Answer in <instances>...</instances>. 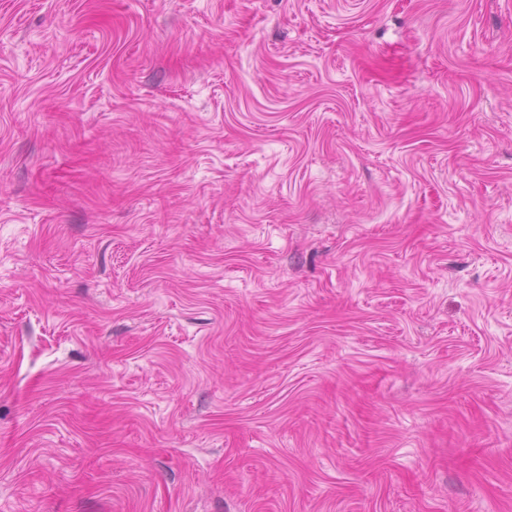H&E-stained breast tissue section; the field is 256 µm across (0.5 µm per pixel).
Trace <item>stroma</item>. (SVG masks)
I'll return each instance as SVG.
<instances>
[{
    "mask_svg": "<svg viewBox=\"0 0 512 512\" xmlns=\"http://www.w3.org/2000/svg\"><path fill=\"white\" fill-rule=\"evenodd\" d=\"M0 512H512V0H0Z\"/></svg>",
    "mask_w": 512,
    "mask_h": 512,
    "instance_id": "obj_1",
    "label": "stroma"
}]
</instances>
